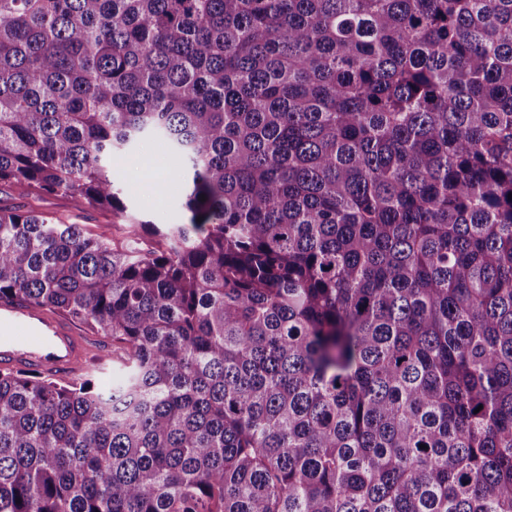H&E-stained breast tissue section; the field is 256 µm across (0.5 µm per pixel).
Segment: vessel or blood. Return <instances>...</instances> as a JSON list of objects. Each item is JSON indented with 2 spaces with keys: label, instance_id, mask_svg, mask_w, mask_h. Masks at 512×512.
<instances>
[{
  "label": "vessel or blood",
  "instance_id": "1",
  "mask_svg": "<svg viewBox=\"0 0 512 512\" xmlns=\"http://www.w3.org/2000/svg\"><path fill=\"white\" fill-rule=\"evenodd\" d=\"M91 337L37 307L0 304V371H28L63 380L104 361Z\"/></svg>",
  "mask_w": 512,
  "mask_h": 512
}]
</instances>
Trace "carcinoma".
<instances>
[{"label":"carcinoma","instance_id":"obj_1","mask_svg":"<svg viewBox=\"0 0 512 512\" xmlns=\"http://www.w3.org/2000/svg\"><path fill=\"white\" fill-rule=\"evenodd\" d=\"M0 302L116 382L0 372V512H512V0H0ZM121 186L128 190L133 209L153 224H181L189 213L183 207V194L172 175L169 151L152 138L143 140L117 162ZM164 191L158 192L157 187ZM0 205L21 212H36L62 224H82L92 234L110 229L116 240H122L125 220L111 210L87 205H77L63 193L26 192L15 186H0Z\"/></svg>","mask_w":512,"mask_h":512}]
</instances>
